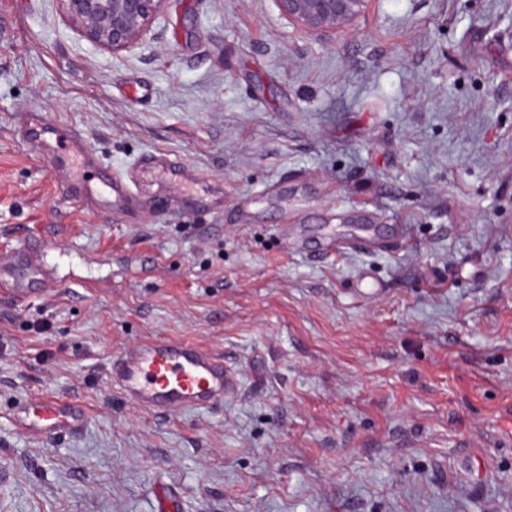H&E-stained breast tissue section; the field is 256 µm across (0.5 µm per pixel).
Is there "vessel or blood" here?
Returning a JSON list of instances; mask_svg holds the SVG:
<instances>
[{
	"mask_svg": "<svg viewBox=\"0 0 512 512\" xmlns=\"http://www.w3.org/2000/svg\"><path fill=\"white\" fill-rule=\"evenodd\" d=\"M122 186L120 177L108 176L88 193L109 209L117 203ZM16 237L14 256L20 259L29 281L37 283L41 291H50L54 281L44 250L33 248L24 232H17ZM109 375L115 389L155 413L209 407L233 386V376L221 357L188 340L168 336L145 337L114 356ZM66 416V406L44 395L28 412L18 415L17 424L25 431L47 433L64 423Z\"/></svg>",
	"mask_w": 512,
	"mask_h": 512,
	"instance_id": "vessel-or-blood-1",
	"label": "vessel or blood"
}]
</instances>
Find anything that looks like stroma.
Segmentation results:
<instances>
[{
	"label": "stroma",
	"instance_id": "stroma-1",
	"mask_svg": "<svg viewBox=\"0 0 512 512\" xmlns=\"http://www.w3.org/2000/svg\"><path fill=\"white\" fill-rule=\"evenodd\" d=\"M101 171L129 206L79 203ZM19 226L57 288L0 291V512H512V0H374L333 43L168 0L117 55L0 0V260ZM146 336L233 389L144 411L107 367ZM39 393L85 420L21 432Z\"/></svg>",
	"mask_w": 512,
	"mask_h": 512
}]
</instances>
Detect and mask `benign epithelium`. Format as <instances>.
<instances>
[{
  "label": "benign epithelium",
  "mask_w": 512,
  "mask_h": 512,
  "mask_svg": "<svg viewBox=\"0 0 512 512\" xmlns=\"http://www.w3.org/2000/svg\"><path fill=\"white\" fill-rule=\"evenodd\" d=\"M62 14L93 45L114 54L135 48L167 0H58ZM372 0H274L301 34L334 41L354 30Z\"/></svg>",
  "instance_id": "7a95c632"
}]
</instances>
